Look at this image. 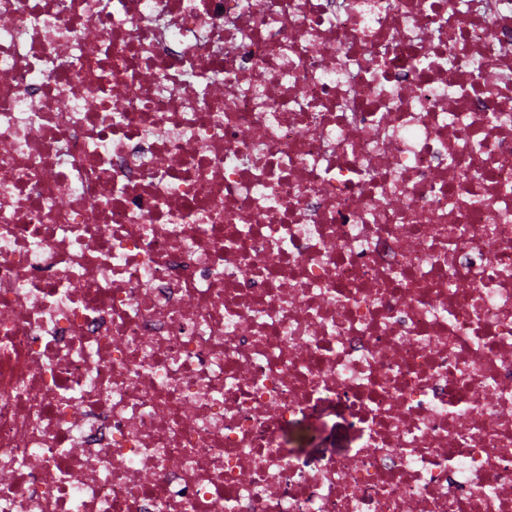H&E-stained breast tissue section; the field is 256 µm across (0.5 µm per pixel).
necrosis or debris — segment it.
<instances>
[{"mask_svg":"<svg viewBox=\"0 0 512 512\" xmlns=\"http://www.w3.org/2000/svg\"><path fill=\"white\" fill-rule=\"evenodd\" d=\"M0 512H512V0H0Z\"/></svg>","mask_w":512,"mask_h":512,"instance_id":"obj_1","label":"necrosis or debris"}]
</instances>
